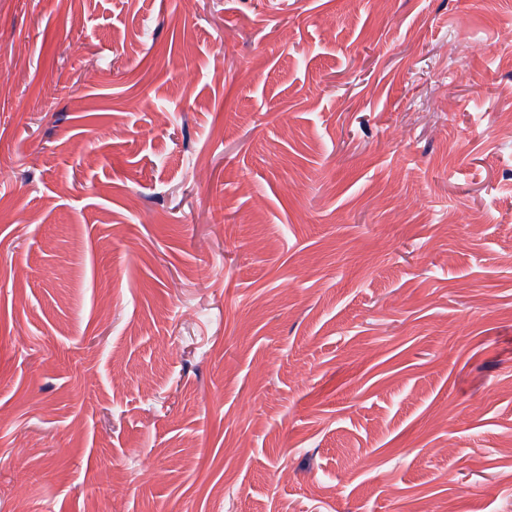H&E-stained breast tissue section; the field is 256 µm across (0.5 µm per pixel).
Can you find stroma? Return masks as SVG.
I'll use <instances>...</instances> for the list:
<instances>
[{"mask_svg": "<svg viewBox=\"0 0 512 512\" xmlns=\"http://www.w3.org/2000/svg\"><path fill=\"white\" fill-rule=\"evenodd\" d=\"M511 116L512 0H0V512H512Z\"/></svg>", "mask_w": 512, "mask_h": 512, "instance_id": "35a3bbf8", "label": "stroma"}]
</instances>
